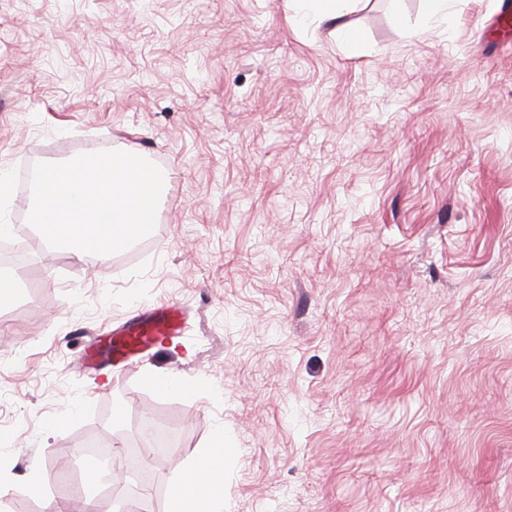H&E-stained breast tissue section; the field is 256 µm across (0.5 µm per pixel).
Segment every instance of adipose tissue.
I'll return each mask as SVG.
<instances>
[{
	"mask_svg": "<svg viewBox=\"0 0 512 512\" xmlns=\"http://www.w3.org/2000/svg\"><path fill=\"white\" fill-rule=\"evenodd\" d=\"M350 0H296V8L289 18L292 26H304L309 19L334 22L342 39L357 53H365L366 46L352 27L342 19ZM227 450L223 431L216 433L196 449L192 464L175 483L171 498V512H224V467Z\"/></svg>",
	"mask_w": 512,
	"mask_h": 512,
	"instance_id": "1",
	"label": "adipose tissue"
}]
</instances>
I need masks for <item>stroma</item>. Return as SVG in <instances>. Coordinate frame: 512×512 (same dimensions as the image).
<instances>
[{
	"mask_svg": "<svg viewBox=\"0 0 512 512\" xmlns=\"http://www.w3.org/2000/svg\"><path fill=\"white\" fill-rule=\"evenodd\" d=\"M499 4L429 22L424 0H352L360 56L292 27L289 0H0L10 222L38 163L121 150L171 175L153 233L111 257L23 240V295L0 308V512H168L219 427L224 512H512ZM160 301L182 336L84 371ZM152 372L189 389L159 396ZM148 424L169 444L74 508L59 478H83L87 442L128 452Z\"/></svg>",
	"mask_w": 512,
	"mask_h": 512,
	"instance_id": "35a3bbf8",
	"label": "stroma"
}]
</instances>
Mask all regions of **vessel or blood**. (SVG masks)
Instances as JSON below:
<instances>
[{
  "mask_svg": "<svg viewBox=\"0 0 512 512\" xmlns=\"http://www.w3.org/2000/svg\"><path fill=\"white\" fill-rule=\"evenodd\" d=\"M183 329L181 314L171 304L158 307L151 315L132 317L118 337L113 338V365H128L156 342L179 335Z\"/></svg>",
  "mask_w": 512,
  "mask_h": 512,
  "instance_id": "b4317fda",
  "label": "vessel or blood"
}]
</instances>
